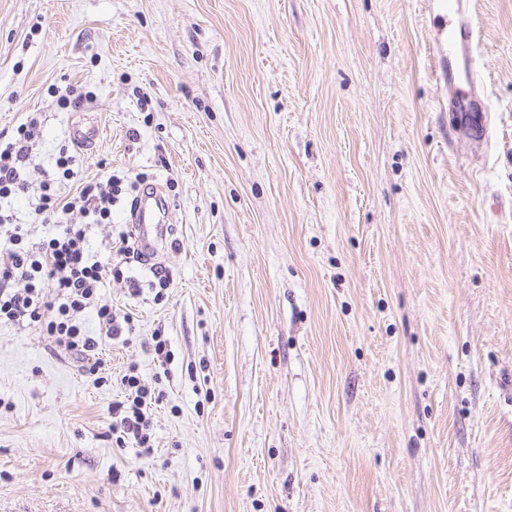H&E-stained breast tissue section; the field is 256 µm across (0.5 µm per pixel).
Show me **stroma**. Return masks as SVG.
<instances>
[{
	"label": "stroma",
	"instance_id": "35a3bbf8",
	"mask_svg": "<svg viewBox=\"0 0 512 512\" xmlns=\"http://www.w3.org/2000/svg\"><path fill=\"white\" fill-rule=\"evenodd\" d=\"M473 3L464 120L436 0H0V132L39 118L31 181L73 85L101 135L62 191L109 169L166 201L104 290L134 318L108 384L0 324V512H512V0ZM132 364L162 396L148 457L111 431ZM439 3L438 36L429 45L428 53L433 64L435 80L444 92V103L447 102L449 110L461 114L470 112L475 98L471 96V85L478 80V74L472 68V61L478 55L479 35L466 15V1L437 0ZM459 48L463 58L466 84L469 87L467 95L459 94L458 84L455 82L452 71L445 68L444 57L448 49ZM469 58V62L467 61Z\"/></svg>",
	"mask_w": 512,
	"mask_h": 512
}]
</instances>
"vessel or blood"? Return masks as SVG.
I'll list each match as a JSON object with an SVG mask.
<instances>
[{
  "instance_id": "obj_1",
  "label": "vessel or blood",
  "mask_w": 512,
  "mask_h": 512,
  "mask_svg": "<svg viewBox=\"0 0 512 512\" xmlns=\"http://www.w3.org/2000/svg\"><path fill=\"white\" fill-rule=\"evenodd\" d=\"M438 16V35L428 48L435 80L442 88L450 110L465 113L471 110L474 98L468 94H459L453 73L446 70L444 59L452 48L460 49L463 57L475 58L478 54L479 35L466 15L464 0H440Z\"/></svg>"
}]
</instances>
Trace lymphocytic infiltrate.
Segmentation results:
<instances>
[{
	"instance_id": "obj_1",
	"label": "lymphocytic infiltrate",
	"mask_w": 512,
	"mask_h": 512,
	"mask_svg": "<svg viewBox=\"0 0 512 512\" xmlns=\"http://www.w3.org/2000/svg\"><path fill=\"white\" fill-rule=\"evenodd\" d=\"M38 137L39 123L33 117L20 124L11 138H0V323L39 325L51 343L77 356L84 372L95 375L102 370L100 354L107 341L123 336L118 313L102 290L132 253L133 234L120 230L103 254H89L87 232L90 225L111 223L119 179L108 172L80 183L73 195L65 197L48 179L32 188L26 173ZM29 192L35 193L36 203L26 221H17L3 204ZM75 211L82 214L83 223L66 222V215ZM48 224L56 226V234L34 242L35 228ZM89 309L95 310L98 320L95 336L88 334L81 320ZM121 383L127 394L112 405L113 414L120 417L113 429L132 439L141 453H151L147 409L155 394L134 365L127 368Z\"/></svg>"
}]
</instances>
